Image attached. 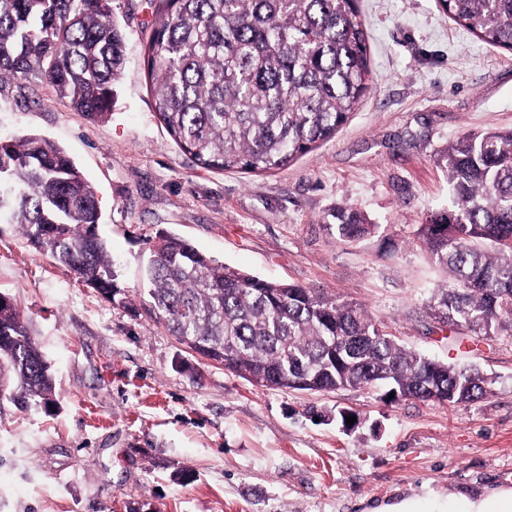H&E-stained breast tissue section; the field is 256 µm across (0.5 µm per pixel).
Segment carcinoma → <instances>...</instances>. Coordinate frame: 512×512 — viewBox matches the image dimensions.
Returning <instances> with one entry per match:
<instances>
[{
  "label": "carcinoma",
  "mask_w": 512,
  "mask_h": 512,
  "mask_svg": "<svg viewBox=\"0 0 512 512\" xmlns=\"http://www.w3.org/2000/svg\"><path fill=\"white\" fill-rule=\"evenodd\" d=\"M478 39L512 52V0H438ZM148 42L154 109L203 170L266 173L332 138L369 89L357 0H162ZM125 33L112 0H0V90L24 99L46 83L90 119L112 111ZM451 204L416 233L446 277L426 302L440 327L512 331V130L470 133L438 158ZM17 224L102 294L112 259L95 188L66 153L27 135L0 148V217ZM343 239L375 224L339 205ZM146 268V310L190 350L258 386L314 392L371 386L383 398L473 402L491 381L425 357L383 333L361 307L220 264L162 233ZM0 398L55 406L50 366L13 301L0 294Z\"/></svg>",
  "instance_id": "carcinoma-1"
}]
</instances>
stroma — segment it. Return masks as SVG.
Returning a JSON list of instances; mask_svg holds the SVG:
<instances>
[{"label":"stroma","mask_w":512,"mask_h":512,"mask_svg":"<svg viewBox=\"0 0 512 512\" xmlns=\"http://www.w3.org/2000/svg\"><path fill=\"white\" fill-rule=\"evenodd\" d=\"M158 3L112 0L126 62L108 116L86 118L46 84L25 104L0 91V139L39 134L95 186L116 291L0 224V293L50 363L56 398L49 413L0 399V512H374L406 497L434 512L463 490L512 488V334L438 328L424 304L443 274L415 237L449 202L440 151L512 128V52L436 0H359L372 81L348 124L277 172H209L155 116L144 46ZM339 204L375 232L339 240L324 221ZM162 232L356 303L404 347L479 368L490 390L442 405L252 385L146 313L143 269Z\"/></svg>","instance_id":"obj_1"}]
</instances>
